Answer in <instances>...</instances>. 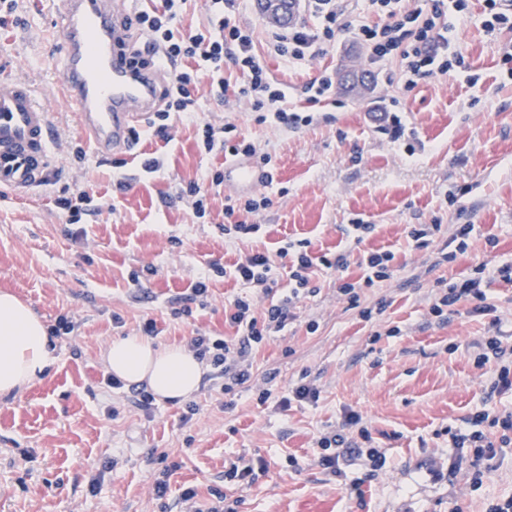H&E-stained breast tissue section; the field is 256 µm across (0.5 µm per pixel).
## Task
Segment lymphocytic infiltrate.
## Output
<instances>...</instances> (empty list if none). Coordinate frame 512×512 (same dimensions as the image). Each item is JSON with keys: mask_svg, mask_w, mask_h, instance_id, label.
Masks as SVG:
<instances>
[{"mask_svg": "<svg viewBox=\"0 0 512 512\" xmlns=\"http://www.w3.org/2000/svg\"><path fill=\"white\" fill-rule=\"evenodd\" d=\"M189 0H158L157 5L139 11L134 16L138 35L156 47L168 74L163 88L165 104L147 121V128L162 140H169V121L172 114H181L187 122L195 121L200 74H207L215 90L216 99H223L226 80L224 63L232 61L238 74L235 93L248 100L255 111L257 123H273L288 130L298 125L312 124L309 115L291 111L288 92L275 82L263 56L254 50V31L246 24L226 15L237 0H207V26L183 30V14ZM368 8L379 16L377 24L363 23L355 27L354 35L366 49L375 68H383L390 60H399L407 86L429 75L448 72V23L445 0H425L423 6L405 10L400 0H368ZM305 9L313 18V25L288 26L270 30L268 42L275 55L289 63L323 53L340 28L336 0H305ZM198 149L204 153L222 151L227 154H257L254 143L236 133V127L227 123H196ZM268 204L267 198L252 197L228 200L224 205L227 219L221 230L228 239L242 240L257 237L261 227L253 217ZM288 259L284 273L294 286L288 296L265 310H258L245 296L236 297L224 308V320L235 330L233 338H217L203 334L191 337L189 347L195 355L209 363L211 379L220 381L224 393H232L249 383L253 377L249 357L254 346L285 329L293 320V309L301 294L314 293L312 275L315 269L344 267L343 257L328 258L312 255L305 242L286 243L277 254L265 249L248 252L234 265L231 274L249 288L260 289L271 295L279 285L277 259ZM393 256L388 252H371L363 257L364 274L355 282L345 281L339 292L351 306H358L362 289L375 282L389 279ZM473 300V313H487L482 281L471 278L459 285L447 287L434 294L430 311L440 315L453 310L462 299ZM472 429L466 433L451 434L453 447L474 448L478 458L493 460L500 449L512 446V413L490 414L480 410L470 419Z\"/></svg>", "mask_w": 512, "mask_h": 512, "instance_id": "f902f5d3", "label": "lymphocytic infiltrate"}]
</instances>
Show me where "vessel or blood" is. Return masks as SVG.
Instances as JSON below:
<instances>
[{
	"label": "vessel or blood",
	"mask_w": 512,
	"mask_h": 512,
	"mask_svg": "<svg viewBox=\"0 0 512 512\" xmlns=\"http://www.w3.org/2000/svg\"><path fill=\"white\" fill-rule=\"evenodd\" d=\"M132 0H47L65 43L61 82L80 131L103 152L123 151L160 101L164 73L129 63L130 36L122 26ZM52 114L30 81L0 80V192H27L55 171ZM265 176L250 156L224 163V184L245 194Z\"/></svg>",
	"instance_id": "obj_1"
}]
</instances>
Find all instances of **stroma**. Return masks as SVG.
Returning <instances> with one entry per match:
<instances>
[{
	"label": "stroma",
	"instance_id": "1",
	"mask_svg": "<svg viewBox=\"0 0 512 512\" xmlns=\"http://www.w3.org/2000/svg\"><path fill=\"white\" fill-rule=\"evenodd\" d=\"M36 2L23 0L21 24L0 29V74L43 91L60 152L45 185L0 196V291L45 325L65 318L74 330L53 338L55 361L43 376L0 397V512H162L152 488L163 453L181 464L169 478L171 512H183L187 488L204 510L220 489L239 500V512H485L489 501L512 496V450L489 464L449 437L476 411H512V391L492 392L490 372L476 364L487 337L512 348V281L498 274L512 266V62L502 59L512 29L485 28L487 0H462L451 11L448 74L410 88L389 63L361 99L334 89L308 126L283 132L256 123L246 102L231 94L217 102L201 84L198 121L233 123L273 157V179L258 189L269 199L256 217L262 231L239 244L218 229L224 188L210 193L202 218L187 202H162L224 168L223 154L199 152L194 127L179 117L171 119L173 141L141 136L124 167L95 152L61 89L62 42ZM349 57L367 61L345 31L323 56L295 64L272 57L268 67L290 105L302 107L309 85ZM385 109L406 126L399 142L378 129L374 115ZM148 155L161 157L159 172L142 171ZM81 189L101 209L73 224L55 200ZM352 224L372 227L361 244L347 235ZM415 224L439 225L428 247L409 238ZM460 224L473 227L467 248L442 260ZM298 240L313 254L345 256L347 266L318 272V293L302 297L295 320L254 348L248 387L231 397L206 378L189 401H156L146 411L135 404L137 385L106 384L107 341L142 333L145 322H154L161 345L188 344L197 331L234 336L224 304L246 288L217 275L206 304L190 301L203 266ZM367 251L392 252L393 274L363 289L353 308L338 287L362 276ZM478 276L489 314L469 315L466 300L455 313H430L436 280ZM185 307L191 316H182ZM300 384L316 387L318 401L282 407ZM265 389L271 396L262 404ZM350 412L361 422L347 432L351 451L335 476L319 464L314 442ZM370 447L385 454L382 468L367 460ZM239 457L265 461L266 474L250 486L226 484L225 467Z\"/></svg>",
	"mask_w": 512,
	"mask_h": 512
}]
</instances>
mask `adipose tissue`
Segmentation results:
<instances>
[{
    "label": "adipose tissue",
    "mask_w": 512,
    "mask_h": 512,
    "mask_svg": "<svg viewBox=\"0 0 512 512\" xmlns=\"http://www.w3.org/2000/svg\"><path fill=\"white\" fill-rule=\"evenodd\" d=\"M105 365L127 384H146L159 400L195 393L209 365L183 345L160 346L137 334L108 341ZM54 361L47 329L17 296L0 292V397L20 392Z\"/></svg>",
    "instance_id": "1"
}]
</instances>
